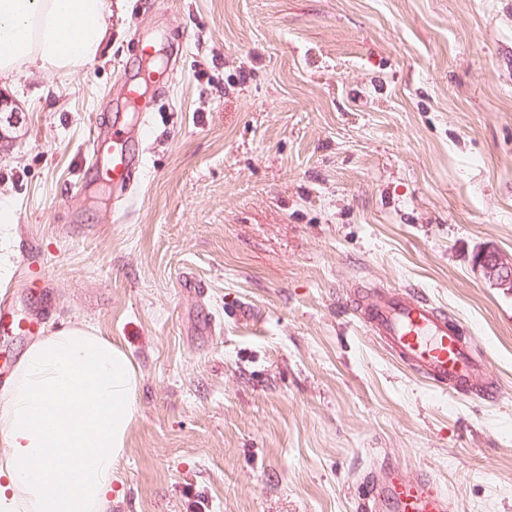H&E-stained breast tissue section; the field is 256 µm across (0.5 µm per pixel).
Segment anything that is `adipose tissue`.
Listing matches in <instances>:
<instances>
[{"instance_id": "obj_1", "label": "adipose tissue", "mask_w": 512, "mask_h": 512, "mask_svg": "<svg viewBox=\"0 0 512 512\" xmlns=\"http://www.w3.org/2000/svg\"><path fill=\"white\" fill-rule=\"evenodd\" d=\"M108 0H0V77L93 62ZM131 353L90 326L46 332L0 392V512H107L137 412Z\"/></svg>"}]
</instances>
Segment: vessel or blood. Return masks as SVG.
I'll use <instances>...</instances> for the list:
<instances>
[{
	"mask_svg": "<svg viewBox=\"0 0 512 512\" xmlns=\"http://www.w3.org/2000/svg\"><path fill=\"white\" fill-rule=\"evenodd\" d=\"M142 159L137 150L112 154L102 174L114 185H130ZM356 310L364 325L409 370L439 388L475 395L492 391L472 338L415 290L367 289ZM42 324L40 317H17L9 309H0V326L34 335ZM361 508L363 512H454L455 504L429 477H407L397 465L387 462L363 481Z\"/></svg>",
	"mask_w": 512,
	"mask_h": 512,
	"instance_id": "obj_1",
	"label": "vessel or blood"
}]
</instances>
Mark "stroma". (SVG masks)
Here are the masks:
<instances>
[{
	"label": "stroma",
	"instance_id": "stroma-1",
	"mask_svg": "<svg viewBox=\"0 0 512 512\" xmlns=\"http://www.w3.org/2000/svg\"><path fill=\"white\" fill-rule=\"evenodd\" d=\"M100 56L20 64L0 95V299L89 324L142 376L109 512H358L382 463L457 512H512V0H113ZM154 62L147 163L91 182L101 118ZM44 292L17 289L23 258ZM193 277L197 292L184 284ZM408 287L463 325L497 386L411 373L360 321ZM472 269L491 288L512 294V254L493 245L483 246L473 255Z\"/></svg>",
	"mask_w": 512,
	"mask_h": 512
}]
</instances>
